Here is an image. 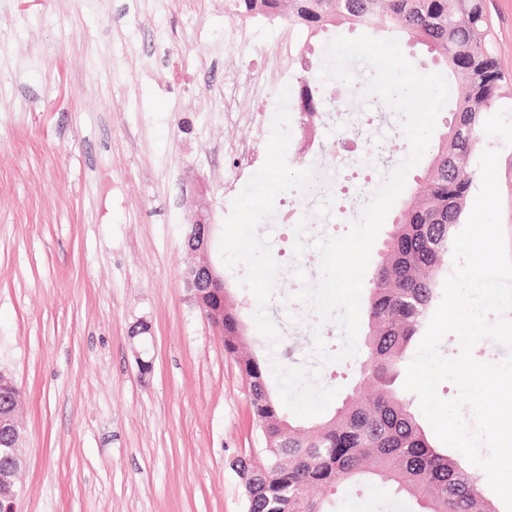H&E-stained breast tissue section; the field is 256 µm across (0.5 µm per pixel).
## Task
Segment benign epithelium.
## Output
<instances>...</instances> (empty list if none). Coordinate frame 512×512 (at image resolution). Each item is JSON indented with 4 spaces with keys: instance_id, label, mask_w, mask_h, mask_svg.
<instances>
[{
    "instance_id": "benign-epithelium-1",
    "label": "benign epithelium",
    "mask_w": 512,
    "mask_h": 512,
    "mask_svg": "<svg viewBox=\"0 0 512 512\" xmlns=\"http://www.w3.org/2000/svg\"><path fill=\"white\" fill-rule=\"evenodd\" d=\"M209 202L202 194L196 201L194 232L190 237L201 236V241L192 243L190 250L199 255L187 276V283L193 290L192 298L208 322L219 333H224V275L207 257L211 225L208 222ZM8 411L0 412V508L11 503L16 497L15 475L20 465L18 445L21 437L22 419L17 397H12Z\"/></svg>"
}]
</instances>
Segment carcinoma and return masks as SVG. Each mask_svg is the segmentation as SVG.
Returning a JSON list of instances; mask_svg holds the SVG:
<instances>
[{"mask_svg":"<svg viewBox=\"0 0 512 512\" xmlns=\"http://www.w3.org/2000/svg\"><path fill=\"white\" fill-rule=\"evenodd\" d=\"M234 8L245 18L283 19L299 39L291 112L317 110L326 90L311 78L316 38L342 25L389 33L409 49L423 46L428 63L457 81L420 185L401 201L376 251L363 305L361 377L330 417L302 423L281 415L268 368L244 350L243 324L226 298L224 352L249 381L252 418L264 441L260 460L231 462L246 512H333L339 487L372 478L390 481L416 512H498L466 467L432 444L395 387L448 277L455 228L476 176L470 158L482 140L483 114L500 98L484 0H234Z\"/></svg>","mask_w":512,"mask_h":512,"instance_id":"cac0c4a2","label":"carcinoma"}]
</instances>
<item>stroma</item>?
Wrapping results in <instances>:
<instances>
[{
	"mask_svg": "<svg viewBox=\"0 0 512 512\" xmlns=\"http://www.w3.org/2000/svg\"><path fill=\"white\" fill-rule=\"evenodd\" d=\"M485 5L504 79L480 147L499 153L512 253V0ZM287 30L247 20L231 51L216 0H0V371L20 389L23 423L13 512H245L230 463L261 438L240 366L186 286L198 260L186 233L206 192L209 259L246 351L268 356L244 268H224L220 239L226 195L266 159L270 124L254 121L247 89L284 87L264 51ZM336 106L366 139L345 164L342 131L329 129L318 159L348 197L371 196L409 144L372 101L340 93ZM258 232L285 271L267 314L304 363L314 333L287 273L295 232L267 221ZM318 263L309 250L297 264ZM392 496L380 481L347 485L335 510L374 512Z\"/></svg>",
	"mask_w": 512,
	"mask_h": 512,
	"instance_id": "obj_1",
	"label": "stroma"
}]
</instances>
